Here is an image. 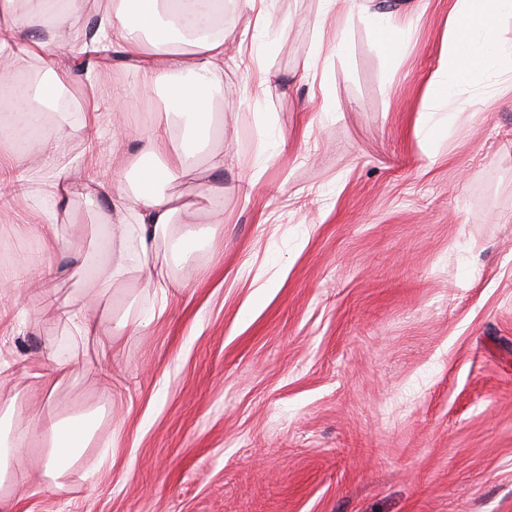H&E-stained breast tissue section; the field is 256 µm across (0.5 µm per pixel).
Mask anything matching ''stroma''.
<instances>
[{"mask_svg":"<svg viewBox=\"0 0 512 512\" xmlns=\"http://www.w3.org/2000/svg\"><path fill=\"white\" fill-rule=\"evenodd\" d=\"M450 0H410L405 44L358 13L273 0L262 69H224V199L162 317L118 339L112 384L76 367L51 403L111 406L57 493L16 512H512V60L489 61L455 105L426 97ZM318 54H311L312 45ZM130 127L169 110L135 68L95 62L71 83L95 104L71 121L77 182L112 178L113 86ZM98 208L74 195L60 237L35 251L96 257ZM261 299H254L255 290ZM25 335L0 359L67 355L56 309L95 302L113 320L156 303L135 275L60 277L13 290ZM95 471V484L84 475Z\"/></svg>","mask_w":512,"mask_h":512,"instance_id":"35a3bbf8","label":"stroma"}]
</instances>
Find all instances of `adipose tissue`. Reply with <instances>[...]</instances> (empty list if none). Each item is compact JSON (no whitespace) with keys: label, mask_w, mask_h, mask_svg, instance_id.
<instances>
[{"label":"adipose tissue","mask_w":512,"mask_h":512,"mask_svg":"<svg viewBox=\"0 0 512 512\" xmlns=\"http://www.w3.org/2000/svg\"><path fill=\"white\" fill-rule=\"evenodd\" d=\"M241 28L225 27L207 14L218 0H108L90 39L122 56L142 71L146 85L164 86L174 108L154 115L147 129L136 130L137 156L128 159L137 170L136 187L113 193L109 183L76 184L64 161L70 132L63 127L44 133L49 106L42 92H11L18 75L36 70L51 78L53 86L67 85L78 61L64 63L70 33L85 22L89 0H0V48L17 49L18 68L0 74V113L14 116L15 154L31 159L25 172H15L10 161L0 159V209L9 197L37 196L42 220L17 225V232L39 241L58 237V216L67 212L74 189L84 196L107 198L99 214L104 230L103 255L109 282L137 273L145 287L166 291L155 258L163 243L178 248L183 258L195 251L193 240L176 237L177 220L199 211L193 185H205L204 199L224 197V168L234 159L223 149L211 147L218 105L224 95V65L248 68L261 51L256 33L270 31L269 0H234ZM353 9L367 14L385 44L404 41L406 31L388 0H350ZM512 15V0H454L448 10L440 65L429 81L433 96L453 101L460 89L447 77L465 78L482 69L486 56H511L512 47L496 36L504 15ZM187 71L191 80H179ZM57 319L71 341L67 355L44 353L23 361L12 373L11 390L0 391V512H15L20 496L33 487L62 490L71 467L91 444L97 422L93 416L65 421L53 414L24 417L18 408L19 391L38 385L54 391L77 364H87V380L101 382L109 374L111 343L102 341L101 316L84 304L72 303L57 310ZM98 339L94 361H87L85 344ZM42 432L49 449L38 466L23 460L35 432Z\"/></svg>","instance_id":"adipose-tissue-1"}]
</instances>
